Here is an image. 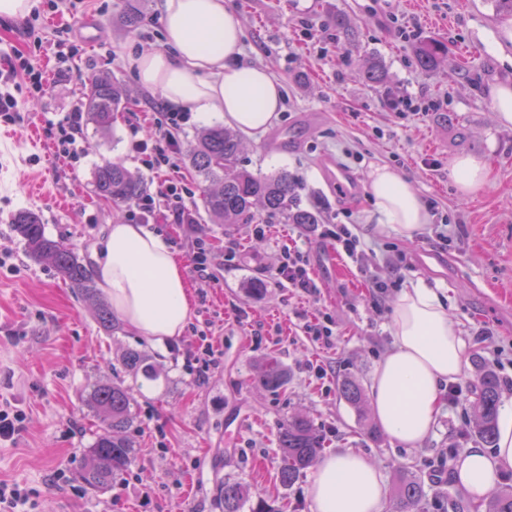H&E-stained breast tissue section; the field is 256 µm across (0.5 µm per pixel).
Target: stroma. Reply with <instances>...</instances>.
Returning a JSON list of instances; mask_svg holds the SVG:
<instances>
[{
  "mask_svg": "<svg viewBox=\"0 0 512 512\" xmlns=\"http://www.w3.org/2000/svg\"><path fill=\"white\" fill-rule=\"evenodd\" d=\"M241 19L245 61L265 67L282 84L283 110L259 138L244 139L242 165L268 174L288 170L302 207L320 205L323 222L311 234L298 224H271L257 237L247 224H215L197 211L198 224H164L97 200L94 173L118 161L156 190L160 175L131 149L165 108L160 91L141 85L119 59L123 50L159 48L157 0H147L136 31L119 22L124 0H35L24 19L0 22V71L20 54L46 70L35 91L17 78L15 121L0 140V400L18 404L25 430L0 441V479L36 494L35 512H224L222 483L247 485L273 512H312L308 476L282 487L278 471L281 425L294 415L313 420L325 452L351 448L367 454L388 492L403 468L415 465L429 512H474L455 480L460 455L479 441L470 434L472 385L480 368L493 369L502 402L512 401V128L493 119L491 88L512 83V52L488 53L504 18L494 0H230ZM342 15L347 31H336ZM439 41L448 54L423 70L417 45ZM388 71L386 86L359 77L370 59ZM111 73L134 98L108 133L82 120L74 160L58 158L55 138L63 118L82 107L88 79ZM406 96L412 111L398 113L391 98ZM38 129L31 138L30 129ZM470 155L491 168L473 194L459 191L455 158ZM329 159L353 172L362 190L341 197L321 169ZM378 165L397 168L427 206L450 218L427 225L414 240L380 233L368 191ZM22 210L40 215L46 235L75 246L83 257L106 225L152 224L181 257L193 233L208 237L217 285L187 278L196 305L191 326L161 354L123 322L104 332L96 301L77 294L53 267L30 257L12 228ZM345 224L360 240L361 257L347 256L329 232ZM447 229V241L436 234ZM309 259L317 285L307 295L282 282L277 267L285 246ZM441 257L424 267L418 254ZM394 264L393 284L378 293L374 279ZM264 281V294L251 292ZM444 289L446 306L469 352L455 385L460 404L444 403L429 437L406 448L387 436L364 433L368 406L354 407L339 392L343 380L370 385L375 365L393 346L392 306L406 283ZM331 320L328 341H314L306 324ZM219 354L197 377L193 352L201 330ZM144 355L160 372L145 382L123 367L127 352ZM276 357L288 373L283 390L253 384L258 364ZM119 376L133 390L136 415L127 434L135 444L129 470L111 487L92 491L77 475L96 428L86 399L93 385Z\"/></svg>",
  "mask_w": 512,
  "mask_h": 512,
  "instance_id": "1",
  "label": "stroma"
}]
</instances>
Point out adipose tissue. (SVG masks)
Segmentation results:
<instances>
[{
    "instance_id": "1",
    "label": "adipose tissue",
    "mask_w": 512,
    "mask_h": 512,
    "mask_svg": "<svg viewBox=\"0 0 512 512\" xmlns=\"http://www.w3.org/2000/svg\"><path fill=\"white\" fill-rule=\"evenodd\" d=\"M158 10L160 49L123 58L138 81L201 122L218 116L246 135L264 133L282 108L281 84L266 68L242 61V24L227 0H160ZM369 192L380 232L410 240L432 220L415 187L393 167L370 172ZM92 274L116 317L161 352L193 318L184 262L147 225H107ZM390 328L393 348L374 368L370 406L391 441L414 447L433 428L444 385L464 373L468 347L438 289L421 282L402 288ZM511 468L512 405L503 410L493 452L468 449L455 479L477 504ZM307 495L313 512H382L387 489L366 454L340 449L315 466Z\"/></svg>"
}]
</instances>
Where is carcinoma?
<instances>
[{
  "label": "carcinoma",
  "mask_w": 512,
  "mask_h": 512,
  "mask_svg": "<svg viewBox=\"0 0 512 512\" xmlns=\"http://www.w3.org/2000/svg\"><path fill=\"white\" fill-rule=\"evenodd\" d=\"M144 11L145 0H126V26L136 27ZM445 52V45L435 41L416 49L420 66L427 70L435 68ZM360 76L367 84L380 85L386 79V72L382 63L374 60ZM129 100L130 96L111 74L97 73L89 79L85 110L101 132L110 130L112 115L126 111ZM241 153L238 135L222 125L207 129L189 151V167L201 190L202 205L212 218L220 224L321 223V212L303 209L298 204L295 178L288 171L254 174L240 166ZM94 178L98 198L116 207L135 202L146 193L142 178L131 174L119 162H105L97 168ZM12 226L25 241L30 256L51 264L81 294L96 297L84 259L72 245L47 237L37 214L20 211L13 216ZM96 319L107 334H112L114 315L108 304H97ZM124 365L131 368L139 365L146 379L157 378L153 366L139 353H129ZM257 380L268 391L277 392L287 385L288 375L276 358L268 357L260 365ZM340 394L355 407L364 401L363 387L353 379L341 383ZM500 394L498 375L489 368L481 370L474 384L472 431L486 444L496 439ZM88 404L99 422V431L87 450L81 479L88 489L96 491L111 486L112 480L133 461L134 445L125 432L133 418L136 400L130 389L106 381L93 387ZM278 445L283 458L279 482L284 487L300 477L322 448L313 422L303 416L288 418L280 428ZM222 493L224 512H242L248 501L245 485L226 481ZM424 498L420 478L406 471L397 487L393 512H426ZM486 512H512V486L494 495L486 504Z\"/></svg>",
  "instance_id": "carcinoma-1"
}]
</instances>
